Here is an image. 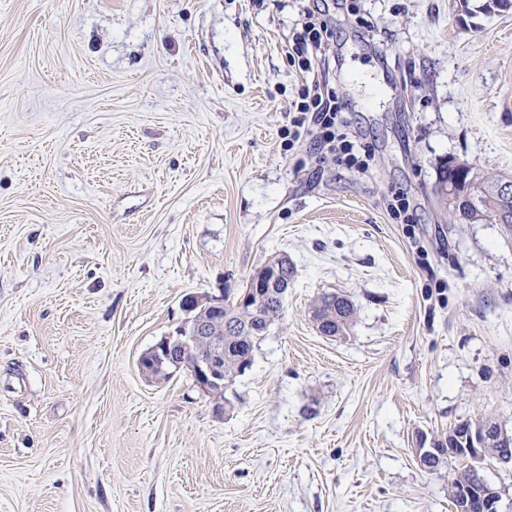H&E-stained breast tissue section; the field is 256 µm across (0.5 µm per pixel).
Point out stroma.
Listing matches in <instances>:
<instances>
[{"label":"stroma","mask_w":512,"mask_h":512,"mask_svg":"<svg viewBox=\"0 0 512 512\" xmlns=\"http://www.w3.org/2000/svg\"><path fill=\"white\" fill-rule=\"evenodd\" d=\"M325 10L368 171L286 150ZM512 175V11L453 0H0V512H455L462 421L512 435V227L439 162ZM403 192L413 225L385 194ZM294 277L217 413L142 354L190 294ZM349 296L341 336L311 318ZM319 331L326 336L342 335L356 316L354 303L344 295L325 294L312 311Z\"/></svg>","instance_id":"stroma-1"}]
</instances>
